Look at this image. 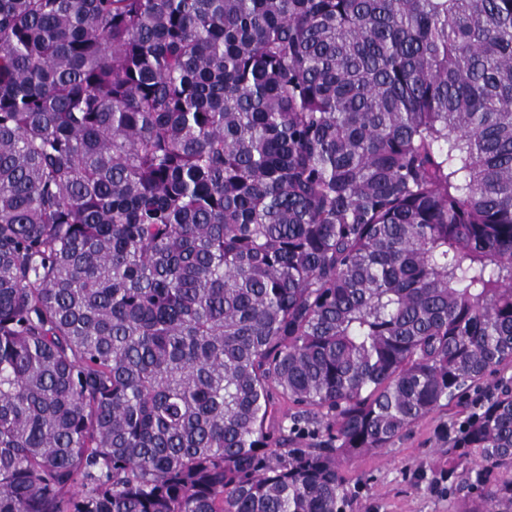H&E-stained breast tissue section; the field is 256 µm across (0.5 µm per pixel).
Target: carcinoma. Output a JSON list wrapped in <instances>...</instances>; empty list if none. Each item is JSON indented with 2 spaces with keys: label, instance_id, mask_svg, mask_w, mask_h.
I'll return each instance as SVG.
<instances>
[{
  "label": "carcinoma",
  "instance_id": "carcinoma-1",
  "mask_svg": "<svg viewBox=\"0 0 512 512\" xmlns=\"http://www.w3.org/2000/svg\"><path fill=\"white\" fill-rule=\"evenodd\" d=\"M508 368L512 0H0V512H512ZM454 411L437 410L415 424L390 451L369 453L354 462L352 484L359 476L365 480L357 512H448V496L431 482L427 463L439 457L440 427L446 423L449 427Z\"/></svg>",
  "mask_w": 512,
  "mask_h": 512
}]
</instances>
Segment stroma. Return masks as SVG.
Here are the masks:
<instances>
[{
    "instance_id": "1",
    "label": "stroma",
    "mask_w": 512,
    "mask_h": 512,
    "mask_svg": "<svg viewBox=\"0 0 512 512\" xmlns=\"http://www.w3.org/2000/svg\"><path fill=\"white\" fill-rule=\"evenodd\" d=\"M451 419V410H437L415 424L390 451L359 457L350 471L351 477L365 480L357 512H448V497L432 483L426 467L437 459L440 428Z\"/></svg>"
}]
</instances>
